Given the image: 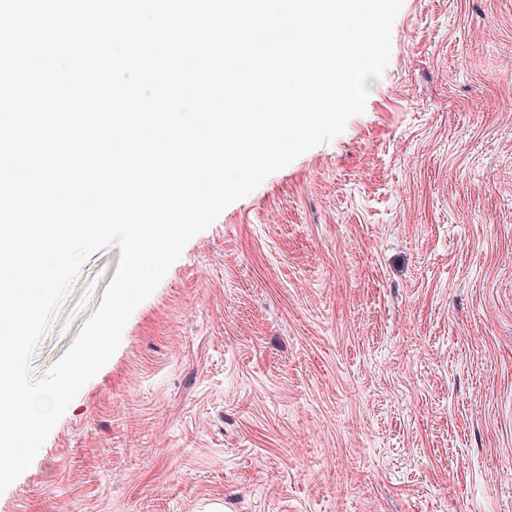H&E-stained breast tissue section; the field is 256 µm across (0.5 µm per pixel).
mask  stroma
Segmentation results:
<instances>
[{
	"label": "stroma",
	"instance_id": "35a3bbf8",
	"mask_svg": "<svg viewBox=\"0 0 512 512\" xmlns=\"http://www.w3.org/2000/svg\"><path fill=\"white\" fill-rule=\"evenodd\" d=\"M367 85L191 239L0 512H512V0H404Z\"/></svg>",
	"mask_w": 512,
	"mask_h": 512
}]
</instances>
